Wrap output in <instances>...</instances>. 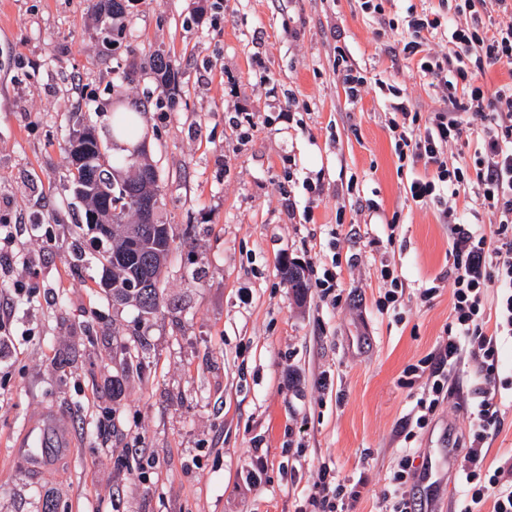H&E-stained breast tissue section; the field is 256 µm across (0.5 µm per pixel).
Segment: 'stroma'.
I'll return each instance as SVG.
<instances>
[{
  "mask_svg": "<svg viewBox=\"0 0 512 512\" xmlns=\"http://www.w3.org/2000/svg\"><path fill=\"white\" fill-rule=\"evenodd\" d=\"M380 20L359 0H138L105 54L90 0H0V512H298L323 466L357 485L349 512H385L405 448L411 493L438 464L431 508L462 512L437 439L451 432L463 458L484 381L461 363L409 430L425 385L407 370L451 320V287L421 295L448 269V227L406 198L425 170L400 167L376 82L423 114L444 89ZM158 51L176 88L150 68ZM341 55L368 81L359 102ZM123 108L143 118L174 239L156 315L100 287L63 151L72 114L108 142ZM289 262L332 273L335 302L296 299ZM385 269L404 284L388 310ZM498 399L490 468L512 456V388ZM50 412L72 445L46 447L35 473L22 426ZM336 74L338 80L345 86L348 98L353 103L361 100L362 92L367 84L366 78L358 72L354 73V70L348 65L340 68V63H337Z\"/></svg>",
  "mask_w": 512,
  "mask_h": 512,
  "instance_id": "obj_1",
  "label": "stroma"
}]
</instances>
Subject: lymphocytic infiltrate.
<instances>
[{
  "instance_id": "1",
  "label": "lymphocytic infiltrate",
  "mask_w": 512,
  "mask_h": 512,
  "mask_svg": "<svg viewBox=\"0 0 512 512\" xmlns=\"http://www.w3.org/2000/svg\"><path fill=\"white\" fill-rule=\"evenodd\" d=\"M497 15L473 10L471 0H456L447 21L407 15L410 34L401 51L418 58L423 73L440 78L445 90L443 109L421 115L411 97L393 91L391 124L398 129L395 151L399 161L433 168L429 177H413L406 193L418 205L438 203L450 241L448 280L452 286V319L448 337L428 356L422 369L426 397L417 402L415 427H424L443 390L446 368L462 361L477 363L486 382L496 380L500 347L512 340V83L499 86L492 109H484L486 70L512 63V0H495ZM448 26V40L457 58L468 57L471 67L445 64L429 46V33ZM475 133L478 147L472 165L450 162L448 148L465 131ZM476 188L474 204L490 215L491 232L469 224L466 212L450 206L466 184ZM495 291L493 317L485 315L488 291ZM496 394L479 391L467 415L469 450L456 481L461 495L473 504L493 498V512H512V458L494 469L484 467V445L499 423Z\"/></svg>"
}]
</instances>
